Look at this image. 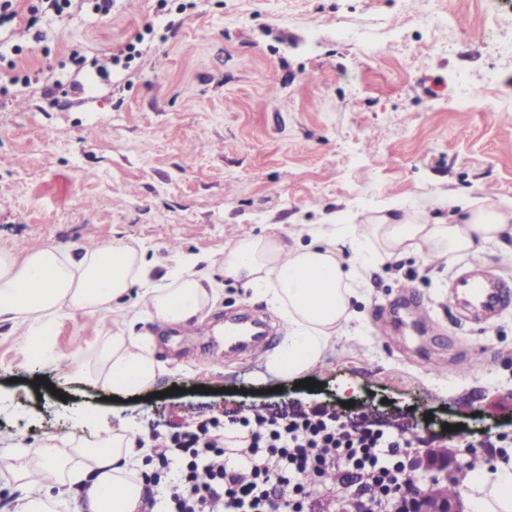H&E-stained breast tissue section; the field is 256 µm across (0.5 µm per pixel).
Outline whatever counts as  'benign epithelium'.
<instances>
[{"instance_id": "benign-epithelium-1", "label": "benign epithelium", "mask_w": 512, "mask_h": 512, "mask_svg": "<svg viewBox=\"0 0 512 512\" xmlns=\"http://www.w3.org/2000/svg\"><path fill=\"white\" fill-rule=\"evenodd\" d=\"M455 468V455L441 448L427 449L410 460V472L419 475V479L411 480L407 491L413 512H468L460 496L438 500L429 493L433 481L448 478V470Z\"/></svg>"}]
</instances>
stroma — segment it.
<instances>
[{"instance_id":"35a3bbf8","label":"stroma","mask_w":512,"mask_h":512,"mask_svg":"<svg viewBox=\"0 0 512 512\" xmlns=\"http://www.w3.org/2000/svg\"><path fill=\"white\" fill-rule=\"evenodd\" d=\"M0 54V248L115 238L141 244L156 274L179 256L220 266L228 243L310 224L362 223L394 205L434 220L474 188L512 206V0H113L37 16ZM137 43L107 72L78 68ZM489 266L512 279V252L490 243L428 263L416 256L366 278L350 333L310 388L264 358L224 357L178 329L158 336L175 366L155 397L113 396L72 376L106 330L141 309L142 291L108 317L54 320L56 359L30 358L24 328L0 325V434L37 448L72 430L65 406L143 435L287 403L361 412L426 439L512 434V303L495 321H459L448 281ZM201 325L272 316L229 280ZM43 377L49 384L33 387ZM357 386L351 406L338 395Z\"/></svg>"}]
</instances>
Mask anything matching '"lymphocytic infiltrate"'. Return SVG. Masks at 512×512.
Segmentation results:
<instances>
[{
  "mask_svg": "<svg viewBox=\"0 0 512 512\" xmlns=\"http://www.w3.org/2000/svg\"><path fill=\"white\" fill-rule=\"evenodd\" d=\"M240 465L214 425L200 422L153 433L158 465L140 512H156L154 488L167 492L166 512H408L405 460L416 436L358 430L326 408L256 410L238 420Z\"/></svg>",
  "mask_w": 512,
  "mask_h": 512,
  "instance_id": "lymphocytic-infiltrate-1",
  "label": "lymphocytic infiltrate"
}]
</instances>
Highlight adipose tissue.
<instances>
[{"label":"adipose tissue","mask_w":512,"mask_h":512,"mask_svg":"<svg viewBox=\"0 0 512 512\" xmlns=\"http://www.w3.org/2000/svg\"><path fill=\"white\" fill-rule=\"evenodd\" d=\"M311 243L284 244L272 236L233 241L223 260L225 278L243 283L253 299L279 311L286 334L265 364L277 377L293 379L321 362L354 317L352 298L363 272L404 254L425 261L479 251L512 239V209L475 194L447 219L418 224L397 208L384 209L366 224L313 228ZM135 286L145 288V316L160 329L197 322L216 295L199 260L182 258L162 281L150 279L143 252L115 238L73 257L68 245L0 248V323L26 327L34 357L52 355V322L66 310L109 314ZM167 369L154 336L109 331L90 359L73 371L90 385L116 395L150 390ZM138 431L120 425L47 438L29 465L5 464L17 494L13 512H53L83 499L86 512H139L146 487L135 476L144 451ZM470 512H512V462L471 473L460 489Z\"/></svg>","instance_id":"1"}]
</instances>
